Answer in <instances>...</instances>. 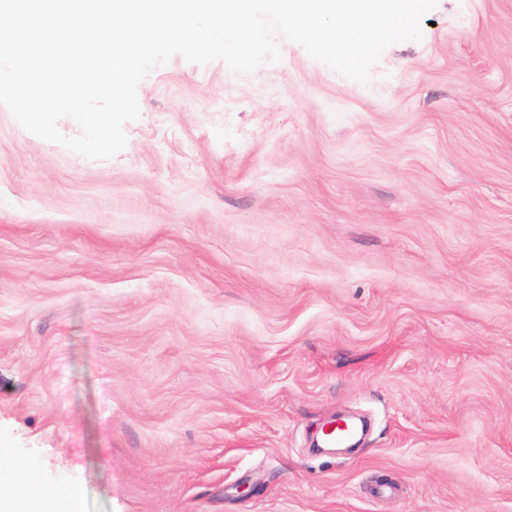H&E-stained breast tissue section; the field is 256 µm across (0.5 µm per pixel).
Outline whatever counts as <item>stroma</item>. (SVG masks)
I'll return each mask as SVG.
<instances>
[{
  "mask_svg": "<svg viewBox=\"0 0 512 512\" xmlns=\"http://www.w3.org/2000/svg\"><path fill=\"white\" fill-rule=\"evenodd\" d=\"M421 28L174 56L107 159L0 105V449L80 512H512V0Z\"/></svg>",
  "mask_w": 512,
  "mask_h": 512,
  "instance_id": "1",
  "label": "stroma"
}]
</instances>
